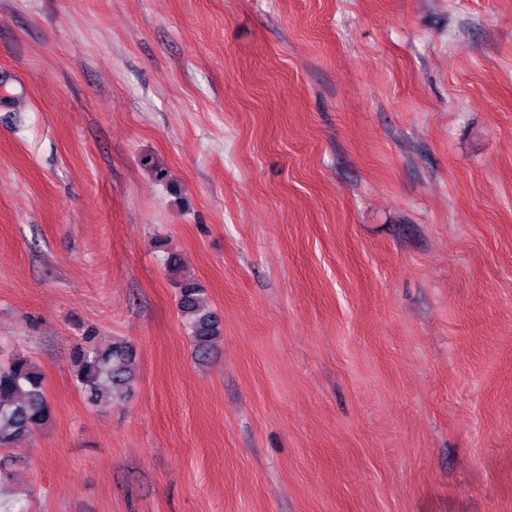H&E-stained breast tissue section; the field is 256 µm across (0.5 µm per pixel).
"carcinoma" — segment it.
<instances>
[{"mask_svg":"<svg viewBox=\"0 0 512 512\" xmlns=\"http://www.w3.org/2000/svg\"><path fill=\"white\" fill-rule=\"evenodd\" d=\"M177 288L178 307L190 331L195 355L205 361L223 335L221 320L200 283L184 279ZM86 342L73 358L77 386L93 401L105 390L114 398L122 397L132 383L133 345L121 336L105 347L92 343L90 335ZM51 414L41 366L24 354L0 362V449H12L32 440L48 425Z\"/></svg>","mask_w":512,"mask_h":512,"instance_id":"1","label":"carcinoma"}]
</instances>
